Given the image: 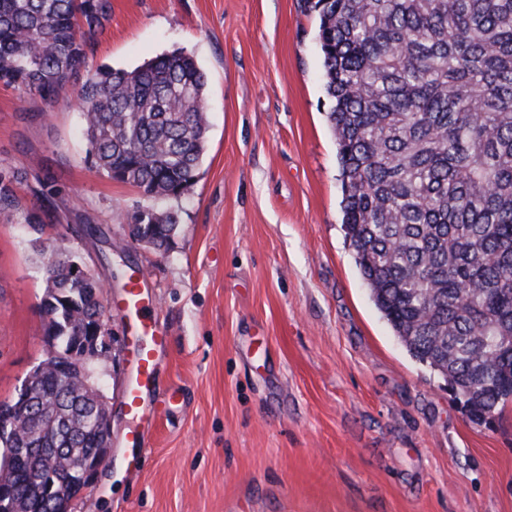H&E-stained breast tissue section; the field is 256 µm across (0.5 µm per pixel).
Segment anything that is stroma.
Returning <instances> with one entry per match:
<instances>
[{
	"instance_id": "35a3bbf8",
	"label": "stroma",
	"mask_w": 512,
	"mask_h": 512,
	"mask_svg": "<svg viewBox=\"0 0 512 512\" xmlns=\"http://www.w3.org/2000/svg\"><path fill=\"white\" fill-rule=\"evenodd\" d=\"M318 25L301 0H112L88 70L181 49L207 75L205 153L179 198L91 170L71 95L49 107L0 86V169L19 200L0 217V402L47 350L34 205L104 285L113 457L130 427L128 276L170 336L139 467H101L72 512H512V401L473 422L355 263ZM152 207L178 215L165 253L128 235Z\"/></svg>"
}]
</instances>
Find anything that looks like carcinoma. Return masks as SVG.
<instances>
[{"label": "carcinoma", "mask_w": 512, "mask_h": 512, "mask_svg": "<svg viewBox=\"0 0 512 512\" xmlns=\"http://www.w3.org/2000/svg\"><path fill=\"white\" fill-rule=\"evenodd\" d=\"M327 119L338 145L343 226L373 303L409 355L487 421L512 400V0H314ZM112 0H0V84L53 106L74 94L87 162L150 197L179 198L194 184L208 132L207 78L174 51L132 71L86 75L87 48ZM14 176L0 170V214L13 215ZM36 234L45 287L47 367L31 407L42 427L16 432L52 456L16 458L0 434V475L52 503L65 469L93 447L83 424L98 368L77 358L76 317L103 315L102 283L76 278L70 259ZM171 210L147 209L129 225L166 252L178 232ZM67 363L73 376L59 373Z\"/></svg>", "instance_id": "carcinoma-1"}]
</instances>
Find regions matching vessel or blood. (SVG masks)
<instances>
[{
    "label": "vessel or blood",
    "mask_w": 512,
    "mask_h": 512,
    "mask_svg": "<svg viewBox=\"0 0 512 512\" xmlns=\"http://www.w3.org/2000/svg\"><path fill=\"white\" fill-rule=\"evenodd\" d=\"M152 304L143 292L141 280H130L126 286L123 311L134 328L137 346L132 377L124 391V405L133 426L127 434L130 461H138L145 446L144 420L146 398L155 386V375L168 336L152 319Z\"/></svg>",
    "instance_id": "1"
}]
</instances>
